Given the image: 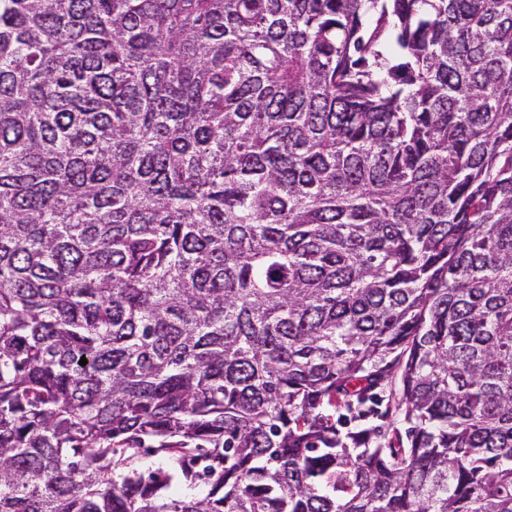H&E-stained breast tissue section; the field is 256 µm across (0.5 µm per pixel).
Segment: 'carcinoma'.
<instances>
[{"mask_svg": "<svg viewBox=\"0 0 512 512\" xmlns=\"http://www.w3.org/2000/svg\"><path fill=\"white\" fill-rule=\"evenodd\" d=\"M0 512H512V0H0Z\"/></svg>", "mask_w": 512, "mask_h": 512, "instance_id": "cac0c4a2", "label": "carcinoma"}]
</instances>
